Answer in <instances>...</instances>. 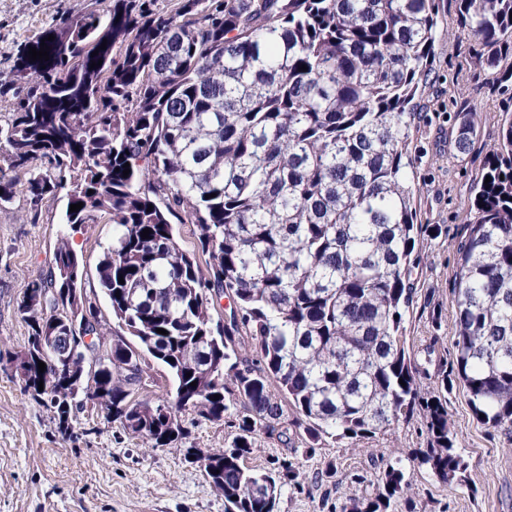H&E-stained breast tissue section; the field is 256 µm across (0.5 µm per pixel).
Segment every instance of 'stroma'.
Here are the masks:
<instances>
[{
  "instance_id": "stroma-1",
  "label": "stroma",
  "mask_w": 512,
  "mask_h": 512,
  "mask_svg": "<svg viewBox=\"0 0 512 512\" xmlns=\"http://www.w3.org/2000/svg\"><path fill=\"white\" fill-rule=\"evenodd\" d=\"M112 0H0V74H8L19 50L47 28L89 11L105 13ZM439 35L427 88L415 99L410 134L420 224L429 228L419 243L413 270V306L405 316L407 343L434 345L426 370L449 369L456 318L455 274L463 228L470 221L468 200L480 178L498 128L512 113V53L500 55L497 70L477 64L481 44L458 34L456 0H439ZM478 107L481 121L470 154L457 157L453 132L459 105ZM24 192L0 209V512H224L189 448L227 447L233 428L185 415V437L175 448H148L96 406L76 411L73 428L61 434L50 409L24 391L9 363L24 349L28 326L18 311L27 281L47 275L64 202L44 199L38 223L21 219ZM112 237L108 221L82 228L71 237L85 264L84 289L97 285L96 266ZM448 415L468 464V483L447 485L417 469L412 489L398 500L397 512H512V434L482 425L461 385L448 390ZM283 433L260 437L248 468L263 471L282 460L301 461L299 487H284L275 512H341L348 497L373 496L377 478L394 457L427 446L420 418L395 432L370 439L322 440L308 448L292 409H285Z\"/></svg>"
}]
</instances>
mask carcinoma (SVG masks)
<instances>
[{
  "label": "carcinoma",
  "instance_id": "1",
  "mask_svg": "<svg viewBox=\"0 0 512 512\" xmlns=\"http://www.w3.org/2000/svg\"><path fill=\"white\" fill-rule=\"evenodd\" d=\"M457 2L458 32L480 42L482 66L495 69L498 50L512 51V0ZM436 4L179 0L168 12L155 0H112L106 17L89 12L30 43H45L49 60L16 57L0 78V100L16 104L0 123V206L16 193L13 172L28 175L24 222L38 223L45 197L66 199L52 271L28 281L18 303L29 335L16 362L60 432L71 414L53 399L68 388L39 372L33 352L54 327L28 300L43 294L67 310L99 351L112 335L102 296L137 343L119 336L99 358L95 398L151 448L177 444L186 413L230 424V446L197 456L224 512H274L283 487L300 484L295 462L268 472L244 464L258 437L276 431L284 398L312 445L370 437L418 412L428 435L418 464L442 483L467 482L442 398L448 375L423 384L404 326L423 232L405 159ZM475 117L469 106L456 114L459 156L473 148ZM469 210L451 371L482 424L512 431V115ZM104 218L112 241L99 290L79 293L84 266L70 232ZM176 222L195 226L197 251L180 247ZM225 298L224 317L213 319ZM145 355L171 373L162 400L130 399L145 369L127 365ZM163 402L171 422L140 411ZM411 486L398 460L350 512H395Z\"/></svg>",
  "mask_w": 512,
  "mask_h": 512
}]
</instances>
